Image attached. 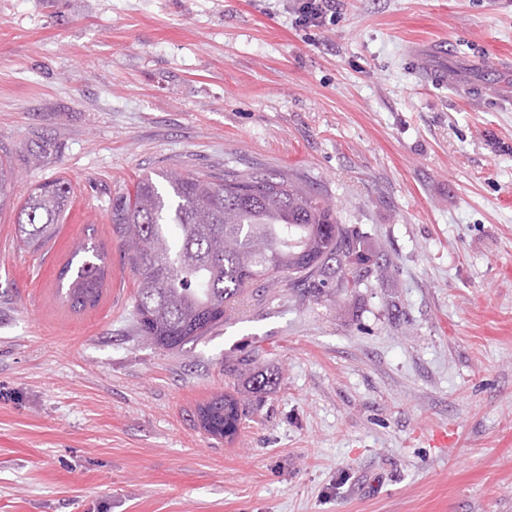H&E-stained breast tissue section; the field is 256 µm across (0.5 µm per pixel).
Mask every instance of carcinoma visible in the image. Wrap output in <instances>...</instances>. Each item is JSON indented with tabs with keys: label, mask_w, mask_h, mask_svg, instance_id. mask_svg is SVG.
Segmentation results:
<instances>
[{
	"label": "carcinoma",
	"mask_w": 512,
	"mask_h": 512,
	"mask_svg": "<svg viewBox=\"0 0 512 512\" xmlns=\"http://www.w3.org/2000/svg\"><path fill=\"white\" fill-rule=\"evenodd\" d=\"M16 181L0 159V211L16 212L20 244L43 247L69 209L70 188L54 179L39 184L18 206ZM113 231L127 245L124 261L137 276L134 306L141 336L181 348L224 322L252 288L260 291L288 277L290 288H356L370 255L314 184L285 174L225 170L224 174H146L133 191L112 200ZM335 265H330V262ZM109 257L87 234L61 266L55 288L73 313L98 306ZM250 407L221 394L198 407L210 435L237 434Z\"/></svg>",
	"instance_id": "1"
}]
</instances>
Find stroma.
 Masks as SVG:
<instances>
[{
    "instance_id": "1",
    "label": "stroma",
    "mask_w": 512,
    "mask_h": 512,
    "mask_svg": "<svg viewBox=\"0 0 512 512\" xmlns=\"http://www.w3.org/2000/svg\"><path fill=\"white\" fill-rule=\"evenodd\" d=\"M294 9L0 0L14 199L73 192L36 251L0 212V512H512V0H338L311 40ZM228 167L313 180L379 267L157 348L112 199ZM90 229L112 280L72 313L55 279ZM221 393L253 405L230 441L196 417Z\"/></svg>"
}]
</instances>
